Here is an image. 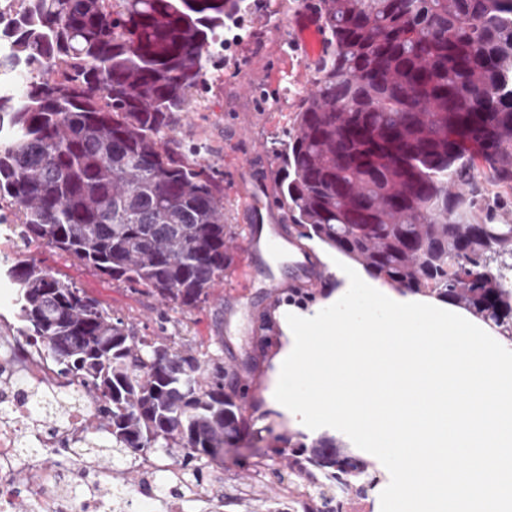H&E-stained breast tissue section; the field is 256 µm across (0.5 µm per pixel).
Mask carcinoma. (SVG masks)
<instances>
[{"mask_svg":"<svg viewBox=\"0 0 512 512\" xmlns=\"http://www.w3.org/2000/svg\"><path fill=\"white\" fill-rule=\"evenodd\" d=\"M324 49L293 130L274 144L276 202L318 239L391 287L460 306L512 340V286L486 257L512 224H478L455 190L480 170L512 183V0H316ZM246 0H12L25 21L13 55L32 74L0 97V204L25 242L189 312L232 263L224 186L200 151L166 135L203 88L224 28ZM16 288L17 335L43 409H97L72 446L97 463L161 452L159 492L204 491L193 461L221 474L246 429V391L184 339L147 338L35 262L0 268ZM288 477L320 496L316 468L342 487L366 474L336 438L291 444ZM279 473L277 477L284 479Z\"/></svg>","mask_w":512,"mask_h":512,"instance_id":"obj_1","label":"carcinoma"}]
</instances>
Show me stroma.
<instances>
[{
  "instance_id": "obj_1",
  "label": "stroma",
  "mask_w": 512,
  "mask_h": 512,
  "mask_svg": "<svg viewBox=\"0 0 512 512\" xmlns=\"http://www.w3.org/2000/svg\"><path fill=\"white\" fill-rule=\"evenodd\" d=\"M279 2L254 0L251 13L225 28L224 49L208 67L204 89L194 94L188 112L170 132L183 145L200 149L224 187V223L234 239L233 262L207 302L192 313H181L65 253L24 242L13 213L0 218V262H41L123 317L139 335L192 339L219 359L235 385L247 388L251 420L245 436L224 457L223 512H263L266 501L280 493L278 473L288 470L289 453L273 454L282 438L298 434L308 444L320 437V430L294 425L287 408L270 400L271 373L285 347L287 314L310 311L350 285L335 263L338 251L307 239L303 245L321 265L326 285L310 299L284 291L274 297L268 292L270 282L292 283L301 271L288 261L270 266L263 258H249L246 251L242 205L256 184L272 185L277 163L270 146L292 127L297 104L315 78L305 48L310 15L298 7L280 9ZM266 334L272 335L273 345L263 351L259 338Z\"/></svg>"
}]
</instances>
